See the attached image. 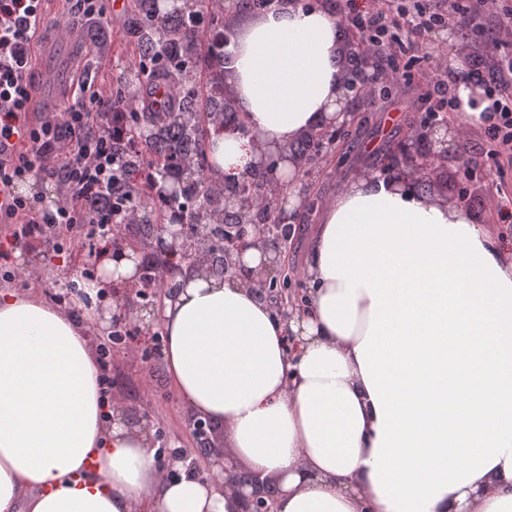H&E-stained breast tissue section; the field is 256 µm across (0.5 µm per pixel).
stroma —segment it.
<instances>
[{
	"label": "stroma",
	"instance_id": "stroma-1",
	"mask_svg": "<svg viewBox=\"0 0 512 512\" xmlns=\"http://www.w3.org/2000/svg\"><path fill=\"white\" fill-rule=\"evenodd\" d=\"M113 2L103 0L105 14L93 36L70 35L65 51L69 57L81 59V71L92 86L108 88L117 95L135 85L127 63L137 54L131 28L138 13L135 0H124L118 12L114 11ZM116 17L122 20L117 27L112 24ZM417 95L416 87H401L376 104L362 107L363 123L356 142L339 140L325 165L305 172L301 193L304 200L317 201L318 207L296 220L292 245L282 253L279 263L268 269V277L275 279L280 271H288L292 275L290 289L300 288L301 281L295 273L304 262L308 242L320 222V205L352 180L375 173L376 162L397 142L412 136L421 115L408 110L406 104ZM484 140L483 129H470L465 142L449 144L445 156L436 160L430 170L415 174L414 183L420 193L463 204L478 223L496 228L498 241L512 243V204L500 210L489 201L498 181L496 172H484L473 181L465 177L468 161L477 157V148ZM47 251L45 242L35 238L17 248L0 245V266L8 269L21 263L37 265L39 285L50 299L65 292L71 283L83 285L93 278L94 264L85 262L78 252H71L64 260H50ZM163 342L164 331L156 323L146 331L144 340L113 345L112 363L104 374L111 392L122 400L123 421L128 428L149 426L155 445L190 451L196 446L189 426L190 413L173 392L162 363L148 357Z\"/></svg>",
	"mask_w": 512,
	"mask_h": 512
}]
</instances>
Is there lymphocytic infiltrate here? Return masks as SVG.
Listing matches in <instances>:
<instances>
[{"mask_svg":"<svg viewBox=\"0 0 512 512\" xmlns=\"http://www.w3.org/2000/svg\"><path fill=\"white\" fill-rule=\"evenodd\" d=\"M42 12V0H0V234L15 246L41 238L92 258L141 209L165 205L166 198L154 187L129 197L118 186L126 155L145 153L126 124L141 90L117 99L82 81L78 88L88 104L68 103L52 120L30 121L32 47ZM341 18L352 38L383 61L371 89L383 93L421 79V100L432 113L455 111L457 103L447 95L446 59L420 51L426 34L452 22L464 42H481L485 52L471 60L467 77L494 96L499 115L486 131L483 153L494 166L512 163L511 6L503 0H370L361 8L344 0ZM46 174L66 188L50 209L16 190L22 179Z\"/></svg>","mask_w":512,"mask_h":512,"instance_id":"f902f5d3","label":"lymphocytic infiltrate"}]
</instances>
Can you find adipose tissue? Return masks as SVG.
Instances as JSON below:
<instances>
[{
  "label": "adipose tissue",
  "instance_id": "ef3b65f1",
  "mask_svg": "<svg viewBox=\"0 0 512 512\" xmlns=\"http://www.w3.org/2000/svg\"><path fill=\"white\" fill-rule=\"evenodd\" d=\"M229 50L215 80L248 133L212 137V177L275 162L293 210L295 144L348 119L337 18L281 0ZM453 94V137L489 124L482 87ZM234 260L221 276L179 262L162 359L183 406L276 480L275 512H512V246L463 206L372 175L325 206L290 320L259 292L275 255ZM140 261L106 247L79 316L0 287V512H233L221 482L167 479L150 430L104 401L101 297L138 286Z\"/></svg>",
  "mask_w": 512,
  "mask_h": 512
}]
</instances>
